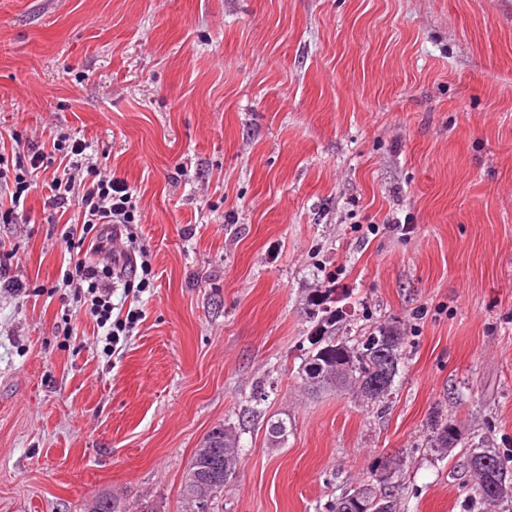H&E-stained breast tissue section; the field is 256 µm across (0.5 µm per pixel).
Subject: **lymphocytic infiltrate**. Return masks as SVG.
Returning a JSON list of instances; mask_svg holds the SVG:
<instances>
[{
  "instance_id": "1",
  "label": "lymphocytic infiltrate",
  "mask_w": 512,
  "mask_h": 512,
  "mask_svg": "<svg viewBox=\"0 0 512 512\" xmlns=\"http://www.w3.org/2000/svg\"><path fill=\"white\" fill-rule=\"evenodd\" d=\"M87 148L86 141L62 133L24 153L1 146L0 190L8 191L10 206L0 209V222L24 223L19 208L35 189L42 190L46 205L52 209L76 210L75 228L64 234L66 243L95 236L111 262L99 267L76 260L63 272L61 283L87 296L96 323L94 336L115 345L132 334L140 311L130 307L116 312L114 295L119 291L127 295L146 292L154 274L147 252L137 242L138 219L129 185L110 170L88 164ZM120 260L126 270L118 274L113 264Z\"/></svg>"
}]
</instances>
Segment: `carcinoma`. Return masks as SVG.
<instances>
[{
	"label": "carcinoma",
	"instance_id": "cac0c4a2",
	"mask_svg": "<svg viewBox=\"0 0 512 512\" xmlns=\"http://www.w3.org/2000/svg\"><path fill=\"white\" fill-rule=\"evenodd\" d=\"M406 336L397 327L377 326L353 341L333 342L323 337L312 338L314 349L299 371L305 388L311 392L340 391L356 400L376 405L390 395L400 371ZM288 423L267 420L268 443L283 444ZM240 428L226 422L213 427L195 449L184 473L181 495L190 512H214L218 495L236 473L242 448ZM459 436L454 427L436 423L426 448L446 453L457 445ZM489 459L493 465L483 463ZM466 463L471 475L467 494L484 507L496 512L504 503L512 502V461L496 448L479 443L469 449ZM401 460L394 459L380 479L366 481L344 491L330 512H376L378 503L388 504L387 512H405V503L391 485L393 475L401 471ZM87 512H121L109 494L97 496Z\"/></svg>",
	"mask_w": 512,
	"mask_h": 512
}]
</instances>
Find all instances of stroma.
Masks as SVG:
<instances>
[{
    "label": "stroma",
    "mask_w": 512,
    "mask_h": 512,
    "mask_svg": "<svg viewBox=\"0 0 512 512\" xmlns=\"http://www.w3.org/2000/svg\"><path fill=\"white\" fill-rule=\"evenodd\" d=\"M43 127L128 183L156 279L105 352L42 193L0 223V512H185L195 448L247 409L215 512H328L393 458L408 512H481L465 445L512 453V0H0V132ZM381 324L385 402L305 391L311 336ZM18 268V259L13 252H0V288H6L13 292H18L24 288L23 283L18 281L16 276H12V268ZM434 426L432 435L426 442V448L434 453H448L460 440L456 429L442 422H437Z\"/></svg>",
    "instance_id": "1"
}]
</instances>
